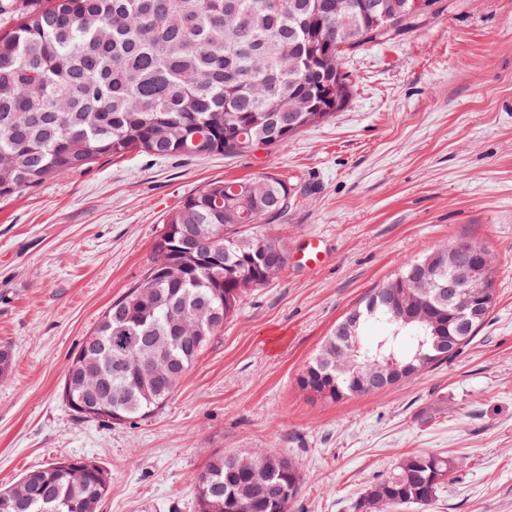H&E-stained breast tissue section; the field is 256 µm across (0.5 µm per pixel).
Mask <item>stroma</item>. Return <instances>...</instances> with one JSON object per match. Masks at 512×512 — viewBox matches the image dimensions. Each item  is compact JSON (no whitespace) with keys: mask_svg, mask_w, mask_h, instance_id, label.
Listing matches in <instances>:
<instances>
[{"mask_svg":"<svg viewBox=\"0 0 512 512\" xmlns=\"http://www.w3.org/2000/svg\"><path fill=\"white\" fill-rule=\"evenodd\" d=\"M414 31L348 57V104L277 150L102 158L0 203V490L27 470L88 458L111 474L101 512H195L214 449L271 450L304 476L291 512H357L408 455L441 454L450 481L430 512H512V0H441ZM266 173L297 195L266 231L289 258L247 293L175 396L125 425L80 421L67 364L102 312L139 282L170 212L213 179ZM470 241L495 261V301L456 357L340 403L297 379L338 320L405 260Z\"/></svg>","mask_w":512,"mask_h":512,"instance_id":"35a3bbf8","label":"stroma"}]
</instances>
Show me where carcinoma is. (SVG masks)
<instances>
[{"mask_svg": "<svg viewBox=\"0 0 512 512\" xmlns=\"http://www.w3.org/2000/svg\"><path fill=\"white\" fill-rule=\"evenodd\" d=\"M0 0L14 25L0 31V199L20 195L83 170L103 156L156 158L246 154L260 143L279 149L301 129L327 122L353 90L342 58L394 40L438 12L400 6L380 29L357 13L336 15V0ZM341 81L340 102L296 112L295 97ZM292 124L278 135L272 128ZM292 191L276 175L212 180L168 215L153 243L145 276L113 301L92 335L103 351L84 386L62 392L79 420L125 424L144 419L173 397L211 338L241 298L288 264L287 242L253 231L283 216ZM427 257L400 271L354 307L355 337L342 324L308 364L321 397L338 402L384 389L396 368L407 377L448 362L471 343L485 319H457L436 298ZM383 332L366 342L368 325ZM266 451H214L195 483L208 488V512H291L303 483L295 462L264 474ZM451 461L417 453L367 490L360 508L386 512L433 505L448 482ZM111 482L95 464L77 473L61 462L27 471L1 490L7 512L101 510Z\"/></svg>", "mask_w": 512, "mask_h": 512, "instance_id": "1", "label": "carcinoma"}]
</instances>
